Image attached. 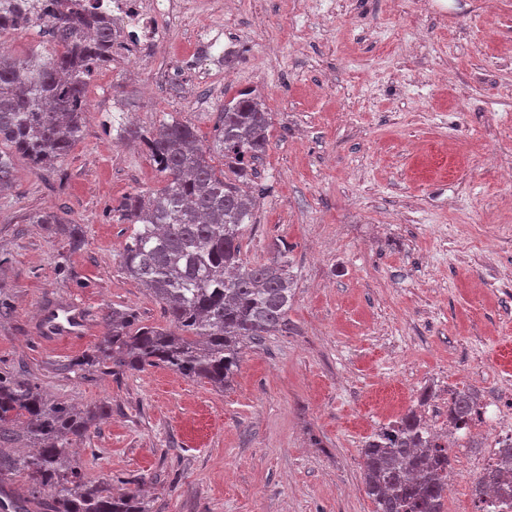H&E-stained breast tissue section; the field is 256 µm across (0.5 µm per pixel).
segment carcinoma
<instances>
[{
	"label": "carcinoma",
	"instance_id": "cac0c4a2",
	"mask_svg": "<svg viewBox=\"0 0 512 512\" xmlns=\"http://www.w3.org/2000/svg\"><path fill=\"white\" fill-rule=\"evenodd\" d=\"M41 6L0 0V35L15 34L24 9ZM37 27L52 37L51 51L22 59L0 56V191L13 181L12 154L52 167L78 140L87 112V87L112 61V20L98 22L86 0H56ZM271 113L251 93L224 104L218 142L224 170L209 163L194 128L174 118L150 129L118 124L119 135L143 142L165 185L128 195L119 211L131 226L121 270L164 308L168 326H136L135 314L103 315L110 332L93 360L137 370L164 365L223 388L239 370L245 347L292 331L294 297L290 250L276 244L264 263L243 261L242 239L254 224L249 190L253 165L268 145ZM472 393L448 401V423L456 430L478 415ZM104 408L81 411L48 401L28 381L0 374V476L19 473L35 493L48 491L52 512H149L138 495L114 496L90 487L73 452ZM448 437L427 430L418 411L375 432L361 448L363 479L374 512H441L452 469ZM23 445L31 452L8 453ZM501 466L474 482L479 494L512 497V444L500 448Z\"/></svg>",
	"mask_w": 512,
	"mask_h": 512
}]
</instances>
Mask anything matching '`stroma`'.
<instances>
[{"label":"stroma","instance_id":"stroma-1","mask_svg":"<svg viewBox=\"0 0 512 512\" xmlns=\"http://www.w3.org/2000/svg\"><path fill=\"white\" fill-rule=\"evenodd\" d=\"M162 49L137 76L107 65L83 131L50 169L14 159L0 194V372L48 398L106 407L76 445L83 477L151 512H373L360 449L416 408L512 385V0H171ZM233 47L228 61L209 42ZM233 73L225 82V73ZM271 114L255 165L251 263L291 249L292 333L243 352L219 389L162 365L75 368L105 311L165 324L120 271L123 198L164 184L146 147L117 140L119 102L143 128L191 124L215 168L225 101ZM77 224L82 244L37 215ZM89 315L40 338L47 312Z\"/></svg>","mask_w":512,"mask_h":512}]
</instances>
